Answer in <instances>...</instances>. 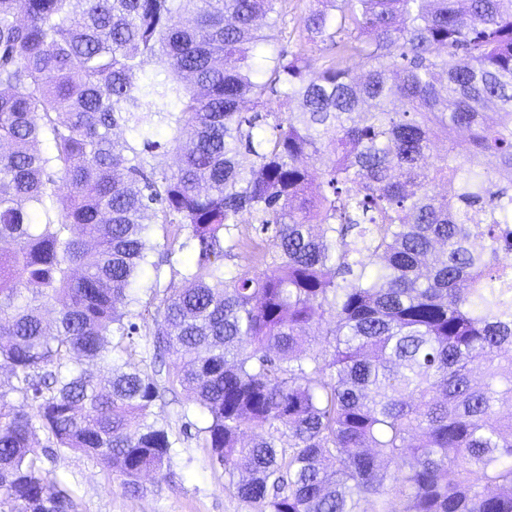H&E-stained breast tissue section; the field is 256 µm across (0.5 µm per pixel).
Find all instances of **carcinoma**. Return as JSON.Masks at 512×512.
I'll use <instances>...</instances> for the list:
<instances>
[{
    "label": "carcinoma",
    "mask_w": 512,
    "mask_h": 512,
    "mask_svg": "<svg viewBox=\"0 0 512 512\" xmlns=\"http://www.w3.org/2000/svg\"><path fill=\"white\" fill-rule=\"evenodd\" d=\"M287 15L0 0V512H76L62 451L164 475L177 387L258 512H512V0H316L291 54ZM298 21H299V15L288 16V34H282L278 33L277 30L272 31L267 28H264L265 32L267 34H275V39L272 40V43L275 45L277 49H284L288 53L294 52L296 50L295 43L298 35Z\"/></svg>",
    "instance_id": "1"
}]
</instances>
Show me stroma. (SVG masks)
<instances>
[{"instance_id": "1", "label": "stroma", "mask_w": 512, "mask_h": 512, "mask_svg": "<svg viewBox=\"0 0 512 512\" xmlns=\"http://www.w3.org/2000/svg\"><path fill=\"white\" fill-rule=\"evenodd\" d=\"M152 416L166 422L180 441L171 475L146 477L141 492L125 489L120 478L87 455L62 453L45 461V469L73 489L77 512H257L226 489L223 468L211 464L198 438L184 437L187 423L204 422L186 396L155 405Z\"/></svg>"}]
</instances>
